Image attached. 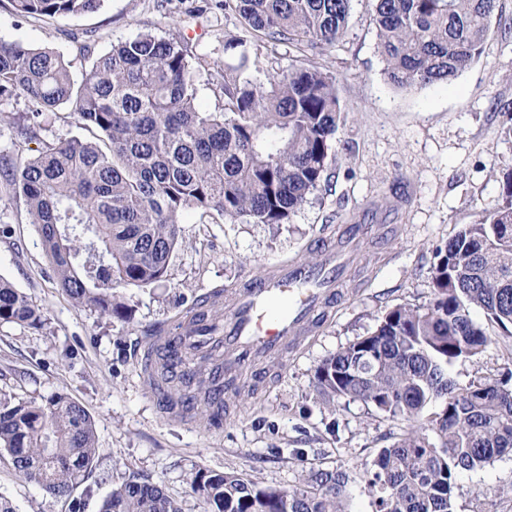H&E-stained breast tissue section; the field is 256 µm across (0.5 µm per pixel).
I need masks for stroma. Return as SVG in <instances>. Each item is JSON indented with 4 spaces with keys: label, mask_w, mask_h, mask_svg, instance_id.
<instances>
[{
    "label": "stroma",
    "mask_w": 512,
    "mask_h": 512,
    "mask_svg": "<svg viewBox=\"0 0 512 512\" xmlns=\"http://www.w3.org/2000/svg\"><path fill=\"white\" fill-rule=\"evenodd\" d=\"M190 6L204 7L202 23L185 24ZM141 32L184 36L221 63L225 37L240 34L241 25L213 0H104L94 14L35 21L0 6V37L63 53L77 80L87 63L75 43L103 51ZM317 64L335 75L345 108L328 178L285 224L185 211L168 278L125 290L131 321L75 305L58 288L22 203L0 193V278L43 313L37 329L0 323V398L64 392L88 411L100 454L85 480L94 490L85 512H97L99 499L133 474L163 485L183 512H204L190 488L197 470L291 489L305 471L336 466L350 474L348 512H374V462L406 424L357 401L327 400L315 371L374 331L391 308L427 304L436 248L479 210L501 203L503 176L512 172V0H497L480 59L448 84L411 92L388 84L371 0H353L346 37ZM342 224H391L395 231L360 241L343 280L346 299L318 335L300 351L260 359L271 383L229 391L222 418L166 413L142 373L150 333L168 330L205 297L266 277L279 263L319 261L318 240L335 237ZM510 369L512 338L496 336L450 374L464 386ZM0 500L14 512L71 510L70 500L21 476L3 451ZM455 503L456 512H512V454L461 473Z\"/></svg>",
    "instance_id": "35a3bbf8"
}]
</instances>
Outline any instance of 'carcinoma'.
<instances>
[{
  "label": "carcinoma",
  "instance_id": "carcinoma-1",
  "mask_svg": "<svg viewBox=\"0 0 512 512\" xmlns=\"http://www.w3.org/2000/svg\"><path fill=\"white\" fill-rule=\"evenodd\" d=\"M103 0H8L39 20L94 12ZM352 0H220L244 35L224 42L225 67L181 37L138 33L96 54L73 78L63 54L0 38V102L25 101L14 136L37 154L0 166V187L37 226L59 288L80 307L128 321L124 289L167 278L186 210L255 224H285L328 176L341 119L336 76L313 59L346 34ZM377 49L389 83L413 90L459 76L482 53L497 0H374ZM293 48L300 60L267 82L246 75L250 42ZM208 76L217 108L197 104ZM66 110L87 137L41 139L38 118ZM505 201L484 209L437 250L434 298L396 306L376 329L324 359L315 371L330 400L359 401L409 423L379 451L370 486L375 512H454L461 472L512 453V370L460 387L448 368L491 342L471 317L512 336V173ZM97 249L90 250L88 241ZM38 327L39 308L0 278V323ZM196 391L210 361L193 359ZM156 354L149 385L168 384ZM442 406L425 413L435 400ZM0 451L52 497H69L99 456L94 422L69 395L0 404ZM350 474L311 468L293 489L241 475L197 471L192 491L207 512H346ZM98 512H182L158 483L132 475Z\"/></svg>",
  "mask_w": 512,
  "mask_h": 512
}]
</instances>
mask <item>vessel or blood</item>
<instances>
[{"label":"vessel or blood","instance_id":"obj_1","mask_svg":"<svg viewBox=\"0 0 512 512\" xmlns=\"http://www.w3.org/2000/svg\"><path fill=\"white\" fill-rule=\"evenodd\" d=\"M372 230L369 224L340 225L336 240H321L319 266L285 262L266 278L245 282L227 297L224 318L210 314L203 305L181 317L168 338L174 378L191 380L188 357L211 356L216 400H223L240 383L265 385L268 376L258 368V359L297 345L320 329L328 311L342 300L343 266Z\"/></svg>","mask_w":512,"mask_h":512}]
</instances>
